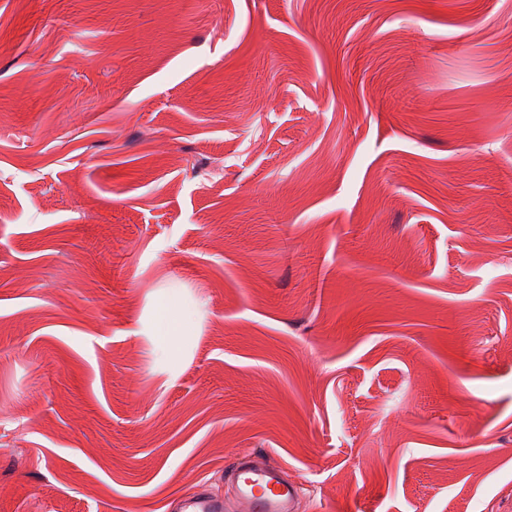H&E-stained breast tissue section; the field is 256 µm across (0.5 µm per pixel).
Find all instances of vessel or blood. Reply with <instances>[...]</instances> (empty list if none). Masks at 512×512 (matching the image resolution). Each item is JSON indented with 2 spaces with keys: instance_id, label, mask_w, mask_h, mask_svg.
I'll return each instance as SVG.
<instances>
[{
  "instance_id": "obj_1",
  "label": "vessel or blood",
  "mask_w": 512,
  "mask_h": 512,
  "mask_svg": "<svg viewBox=\"0 0 512 512\" xmlns=\"http://www.w3.org/2000/svg\"><path fill=\"white\" fill-rule=\"evenodd\" d=\"M228 473L235 483L233 500L198 491L184 499L181 512H295V485L269 465L262 452L237 453Z\"/></svg>"
}]
</instances>
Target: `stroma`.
<instances>
[{"mask_svg": "<svg viewBox=\"0 0 512 512\" xmlns=\"http://www.w3.org/2000/svg\"><path fill=\"white\" fill-rule=\"evenodd\" d=\"M249 448L300 512H512V0H0V512ZM197 317V306L187 302L179 289L172 288L164 295L154 323V336H159L158 349L163 358L178 360V345L183 338L193 335Z\"/></svg>", "mask_w": 512, "mask_h": 512, "instance_id": "stroma-1", "label": "stroma"}]
</instances>
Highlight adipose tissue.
<instances>
[{"mask_svg": "<svg viewBox=\"0 0 512 512\" xmlns=\"http://www.w3.org/2000/svg\"><path fill=\"white\" fill-rule=\"evenodd\" d=\"M198 309L187 302L179 289H170L161 299L154 323V333L159 338L158 349L163 358L177 360L179 344L196 328Z\"/></svg>", "mask_w": 512, "mask_h": 512, "instance_id": "obj_1", "label": "adipose tissue"}]
</instances>
